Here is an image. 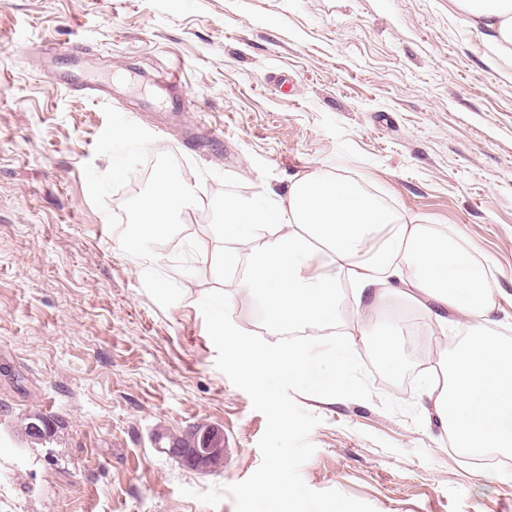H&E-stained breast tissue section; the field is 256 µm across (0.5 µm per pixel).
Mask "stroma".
Listing matches in <instances>:
<instances>
[{
  "mask_svg": "<svg viewBox=\"0 0 512 512\" xmlns=\"http://www.w3.org/2000/svg\"><path fill=\"white\" fill-rule=\"evenodd\" d=\"M181 85L165 84L168 71ZM94 78L105 99L79 86ZM110 105L174 154L199 203L148 262L108 214L137 181L90 200L85 164ZM206 134L182 146L193 123ZM210 170L198 179L197 169ZM321 172L358 185L465 248L497 288L492 333L512 339V49L448 0H0V512H235L182 495L247 479L266 419L215 366L200 300L230 299L267 336L257 297L216 276L189 241L208 204L239 189L285 194ZM431 370L467 334L389 296ZM371 400L297 403L320 417L301 475L376 512H512V465L451 450L430 399L372 375ZM53 421L45 442L24 419ZM224 434V466L187 467L165 437Z\"/></svg>",
  "mask_w": 512,
  "mask_h": 512,
  "instance_id": "35a3bbf8",
  "label": "stroma"
}]
</instances>
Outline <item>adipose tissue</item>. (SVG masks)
<instances>
[{
	"label": "adipose tissue",
	"mask_w": 512,
	"mask_h": 512,
	"mask_svg": "<svg viewBox=\"0 0 512 512\" xmlns=\"http://www.w3.org/2000/svg\"><path fill=\"white\" fill-rule=\"evenodd\" d=\"M450 2L473 27L512 45V0ZM191 246L217 273L241 269L275 336L335 324L344 276L359 313H376L397 282L415 303L430 299L459 321H478L449 358L434 408L453 447L512 450V341L483 329L497 309L496 290L482 266L426 225L406 223L357 185L312 173L283 195L225 198L223 223L201 225Z\"/></svg>",
	"instance_id": "ef3b65f1"
}]
</instances>
